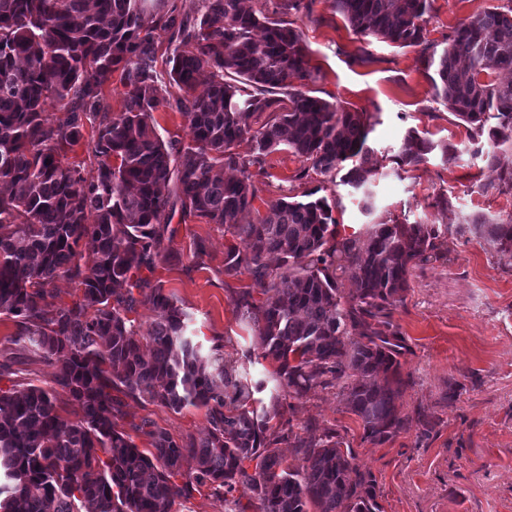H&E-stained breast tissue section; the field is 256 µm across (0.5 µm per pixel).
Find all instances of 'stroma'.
<instances>
[{
    "mask_svg": "<svg viewBox=\"0 0 512 512\" xmlns=\"http://www.w3.org/2000/svg\"><path fill=\"white\" fill-rule=\"evenodd\" d=\"M506 0H435L427 22L428 38L443 43L460 22ZM318 79V97L346 109L371 113L376 124L368 143L378 169L371 179L376 209L364 214L352 188L322 177L297 180L302 161L287 151L269 154L263 175L254 179L257 196L273 201L317 191L338 200L334 215L345 235L365 232L388 215L412 221L461 224L480 213L495 220L512 214V195L486 190V142L471 143L467 130L434 99L429 70L421 54L383 42L364 44L331 6L315 0L310 15H295ZM433 142L466 143L457 161L433 155L428 163L398 171L393 160L407 129ZM453 202L448 212L434 206L438 194ZM175 259L157 262L150 286H162L191 318L202 349L221 346L250 379H271L272 359L252 358L255 338L236 312L238 291L251 280L224 273V251L232 244L223 227L194 216L174 215L166 233ZM443 259L415 269L405 301L392 320L404 337L400 358L409 382L400 400L402 413L422 410L438 417L428 433L410 429L374 445L362 438L358 419L348 413L339 389H315L283 401L277 426L294 425L302 439L338 427L361 466L375 474L382 512H512V260L499 258L483 243L446 235ZM18 331L11 318L0 319V355L21 383L49 386L55 369L13 348ZM456 397H449V387ZM127 421L151 420L174 437L199 438L209 427L206 409L175 412L126 399Z\"/></svg>",
    "mask_w": 512,
    "mask_h": 512,
    "instance_id": "35a3bbf8",
    "label": "stroma"
}]
</instances>
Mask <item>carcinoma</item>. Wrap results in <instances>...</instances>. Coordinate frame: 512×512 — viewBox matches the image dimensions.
Masks as SVG:
<instances>
[{
  "mask_svg": "<svg viewBox=\"0 0 512 512\" xmlns=\"http://www.w3.org/2000/svg\"><path fill=\"white\" fill-rule=\"evenodd\" d=\"M433 3L332 0L361 39L420 51L434 68L435 98L493 148L486 188L512 195V168L496 154L512 150V81L498 77L512 71V2L459 23L440 52L425 27ZM161 31L169 37L159 61ZM116 71L125 102L110 117L102 87ZM316 79L295 22L246 0H204L194 19L149 12L144 0H0V316L16 320L19 349L56 368L48 389L0 388V512H171L206 490L224 494L226 512H245L241 488L259 512H381L376 476L338 430L310 442L291 428L271 432V407L256 398L266 380L244 379L236 362L201 352L178 301L139 276L172 258L163 242L175 210L224 226L240 241L224 252V272L252 281L236 309L259 357L279 363L272 407L336 386L373 444L414 425L432 429L399 411L404 340L391 313L412 270L443 257L438 240L450 227L389 216L340 238L334 205L299 195L240 223L256 197L249 167L281 149L310 164L296 179L313 171L338 180L374 212L371 116L312 95ZM49 100L64 110L55 124L45 116ZM164 104L187 118L190 141L179 148L156 132L153 113ZM88 123L98 124L99 161L87 178L63 158ZM244 142L246 156L237 151ZM437 151L446 162L460 153L410 128L395 163L417 168ZM226 168L240 176L224 178ZM455 234L512 259V214L476 216ZM61 277L82 286L81 299L53 305ZM138 304L159 312L144 333L129 318ZM126 397L175 412L205 407L210 430L177 441L151 429L150 447L140 449L119 429ZM286 437L300 449L294 468L274 448Z\"/></svg>",
  "mask_w": 512,
  "mask_h": 512,
  "instance_id": "1",
  "label": "carcinoma"
}]
</instances>
